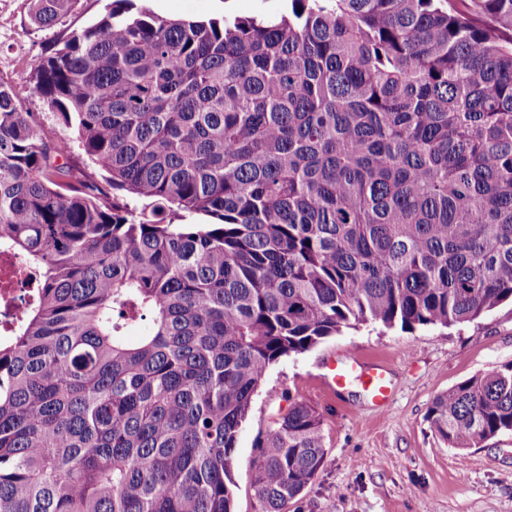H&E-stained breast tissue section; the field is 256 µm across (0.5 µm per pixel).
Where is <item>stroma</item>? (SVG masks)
<instances>
[{"instance_id":"1","label":"stroma","mask_w":512,"mask_h":512,"mask_svg":"<svg viewBox=\"0 0 512 512\" xmlns=\"http://www.w3.org/2000/svg\"><path fill=\"white\" fill-rule=\"evenodd\" d=\"M110 0H72L56 23L32 20L34 0H0V80L24 84L54 46L95 24ZM170 19L275 15L287 0H143ZM384 365L385 410L356 383L330 385L327 361ZM512 363V306L473 322L404 331L375 324L343 330L272 365L253 398L234 455L235 512H259L249 476L254 440L295 396L324 418L326 454L289 512H512V433L479 447H448L426 419L434 398L457 383Z\"/></svg>"}]
</instances>
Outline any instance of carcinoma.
I'll use <instances>...</instances> for the list:
<instances>
[{
  "instance_id": "carcinoma-1",
  "label": "carcinoma",
  "mask_w": 512,
  "mask_h": 512,
  "mask_svg": "<svg viewBox=\"0 0 512 512\" xmlns=\"http://www.w3.org/2000/svg\"><path fill=\"white\" fill-rule=\"evenodd\" d=\"M70 3L35 0L34 23ZM131 6L33 69L55 140L0 82V248L37 272L0 328V512H233L280 358L512 303V0ZM427 420L460 451L512 432V364ZM255 448L260 512H288L322 416L290 396ZM225 3V7H224ZM133 11L147 8L157 16L170 19L222 20L228 16L275 15L285 12L284 0H134Z\"/></svg>"
}]
</instances>
